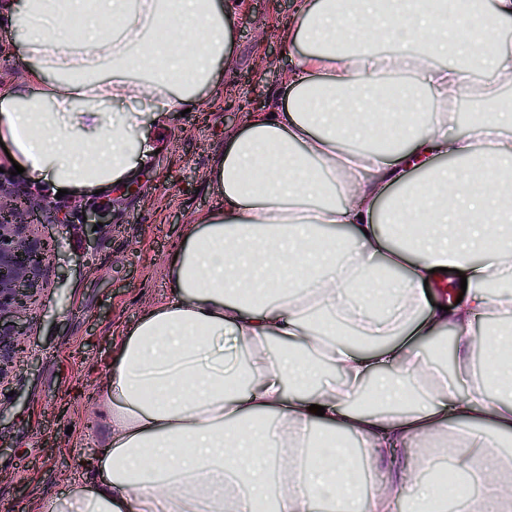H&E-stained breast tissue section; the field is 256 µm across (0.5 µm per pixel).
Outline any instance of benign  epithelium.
<instances>
[{
  "label": "benign epithelium",
  "mask_w": 512,
  "mask_h": 512,
  "mask_svg": "<svg viewBox=\"0 0 512 512\" xmlns=\"http://www.w3.org/2000/svg\"><path fill=\"white\" fill-rule=\"evenodd\" d=\"M39 224L29 195L0 181V385L22 362V336L57 249V240L39 232Z\"/></svg>",
  "instance_id": "benign-epithelium-1"
}]
</instances>
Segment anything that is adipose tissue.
<instances>
[{
    "label": "adipose tissue",
    "instance_id": "1",
    "mask_svg": "<svg viewBox=\"0 0 512 512\" xmlns=\"http://www.w3.org/2000/svg\"><path fill=\"white\" fill-rule=\"evenodd\" d=\"M20 68L0 96V140L23 179L105 201L149 149L133 101L199 109L233 65L239 0H6ZM512 0H300V48L279 108L249 113L208 175L223 207L169 261V298L128 330L97 389L107 434L89 475L46 512H440L412 442L449 434L457 471L482 478L469 512H512V336L492 371L473 330L512 314ZM479 124L455 131L464 97ZM494 223H483L486 215ZM411 224L407 237L387 232ZM435 268L467 278L447 309ZM454 328L464 383L424 339ZM325 409L312 412V405ZM491 425L484 433L482 425ZM387 481L366 493L368 466Z\"/></svg>",
    "mask_w": 512,
    "mask_h": 512
}]
</instances>
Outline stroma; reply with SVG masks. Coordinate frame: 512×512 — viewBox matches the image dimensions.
<instances>
[{
    "label": "stroma",
    "instance_id": "35a3bbf8",
    "mask_svg": "<svg viewBox=\"0 0 512 512\" xmlns=\"http://www.w3.org/2000/svg\"><path fill=\"white\" fill-rule=\"evenodd\" d=\"M297 0H243L233 42L235 67L208 99V118L173 113L166 129L144 125L153 153L112 195L109 224L94 237L84 227V203L62 196L41 224L60 247L28 322L26 357L0 385V512H43L85 475L95 440L84 424L92 390L103 382L120 332L141 312L164 302L173 242L220 199L208 173L224 150L232 97L276 107L297 55L284 51L280 23Z\"/></svg>",
    "mask_w": 512,
    "mask_h": 512
}]
</instances>
